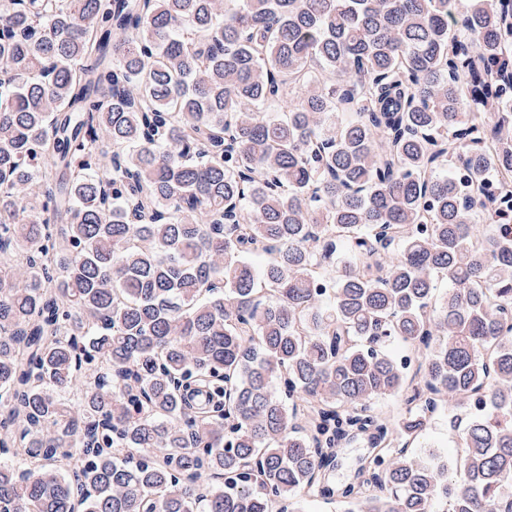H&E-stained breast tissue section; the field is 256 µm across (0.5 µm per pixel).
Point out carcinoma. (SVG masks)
<instances>
[{
    "instance_id": "cac0c4a2",
    "label": "carcinoma",
    "mask_w": 512,
    "mask_h": 512,
    "mask_svg": "<svg viewBox=\"0 0 512 512\" xmlns=\"http://www.w3.org/2000/svg\"><path fill=\"white\" fill-rule=\"evenodd\" d=\"M440 498L512 512V0H0V512ZM456 442V433L448 426V409H445L435 417L421 446L410 450L416 456L435 458L436 462L447 463L453 472L457 454ZM368 451L365 438H356L342 444L338 449V464L331 474L332 479L336 483H345L352 479Z\"/></svg>"
}]
</instances>
